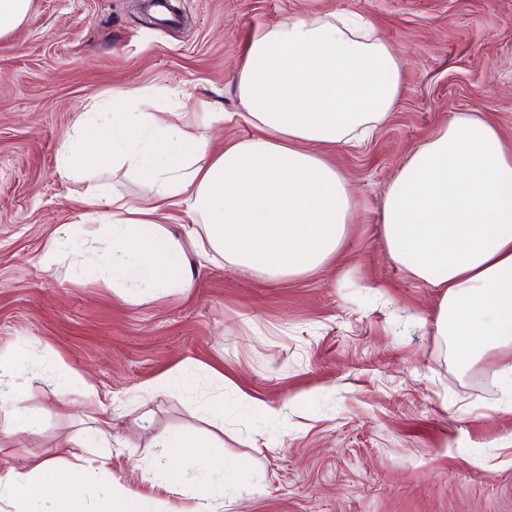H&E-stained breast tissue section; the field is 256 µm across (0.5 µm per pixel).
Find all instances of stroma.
Wrapping results in <instances>:
<instances>
[{"label": "stroma", "mask_w": 512, "mask_h": 512, "mask_svg": "<svg viewBox=\"0 0 512 512\" xmlns=\"http://www.w3.org/2000/svg\"><path fill=\"white\" fill-rule=\"evenodd\" d=\"M176 24L145 23L135 0H32L0 38V355L23 354L6 378L37 418L29 431L0 405V475L34 457L70 463L60 436L94 427L104 483L193 512L192 489L171 493L145 469L151 434L217 433L200 454L245 468L232 512H512V407L500 395L499 354L460 369L434 315L441 292L388 256L379 202L412 149L450 114L474 112L512 148V0H173ZM327 12L371 18L403 60L397 109L360 147L324 149L356 189L357 213L322 273L267 282L224 261L199 268L193 288L130 301L105 272L104 243L86 242L89 201L145 195L127 168L63 177L79 113L117 89L145 112H183L199 124L231 116L211 141L254 129L230 84L254 33ZM55 244L62 259L39 258ZM197 366V403L171 386L141 389L180 363ZM223 372L277 414L255 421L220 392ZM89 380L92 398L68 410L57 384ZM223 393V429L200 410Z\"/></svg>", "instance_id": "1"}]
</instances>
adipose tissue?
Masks as SVG:
<instances>
[{"label": "adipose tissue", "mask_w": 512, "mask_h": 512, "mask_svg": "<svg viewBox=\"0 0 512 512\" xmlns=\"http://www.w3.org/2000/svg\"><path fill=\"white\" fill-rule=\"evenodd\" d=\"M403 63L359 15L327 13L263 28L232 86L257 133L210 151L205 128L174 112H143L132 91L112 94V108L81 114L77 152H61L69 175L114 162L137 172L146 196L109 199L112 281L123 296L185 293L193 269L223 258L269 282L320 271L336 258L356 216L351 182L323 148L356 146L395 110ZM184 204L192 223L174 235L166 209ZM379 222L389 257L416 280L442 289L435 318L457 363L512 352V151L498 129L469 112L453 113L419 144L387 187ZM151 447L182 461L156 464L148 479L179 493L192 480L200 512H227L235 469L196 470L199 440L173 429ZM104 489L96 466L78 464L63 481L50 459L0 475V493L17 512H89Z\"/></svg>", "instance_id": "obj_1"}]
</instances>
